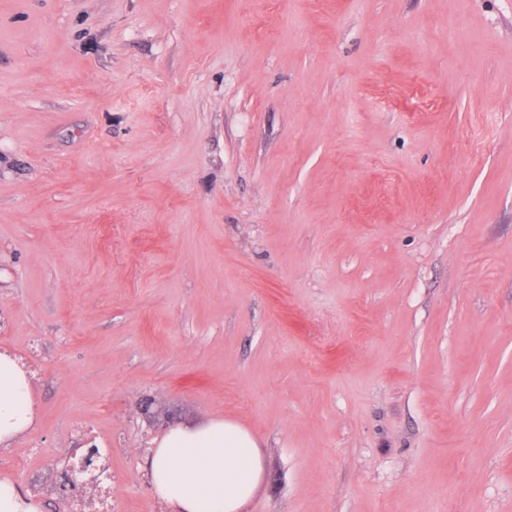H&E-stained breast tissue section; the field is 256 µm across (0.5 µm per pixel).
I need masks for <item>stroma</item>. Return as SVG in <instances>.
I'll return each instance as SVG.
<instances>
[{"instance_id": "1", "label": "stroma", "mask_w": 512, "mask_h": 512, "mask_svg": "<svg viewBox=\"0 0 512 512\" xmlns=\"http://www.w3.org/2000/svg\"><path fill=\"white\" fill-rule=\"evenodd\" d=\"M0 469L239 421L243 512H512V0H0ZM35 420L30 381L14 358L0 354V445H9Z\"/></svg>"}]
</instances>
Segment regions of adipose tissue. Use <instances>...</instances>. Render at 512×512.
Masks as SVG:
<instances>
[{
  "label": "adipose tissue",
  "mask_w": 512,
  "mask_h": 512,
  "mask_svg": "<svg viewBox=\"0 0 512 512\" xmlns=\"http://www.w3.org/2000/svg\"><path fill=\"white\" fill-rule=\"evenodd\" d=\"M34 420L27 375L14 358L0 354V445H9ZM148 467L154 494L175 512H241L256 489L262 460L248 428L214 417L156 438Z\"/></svg>",
  "instance_id": "adipose-tissue-1"
}]
</instances>
